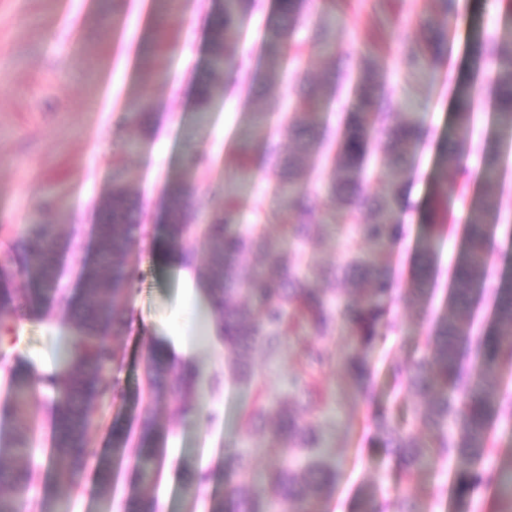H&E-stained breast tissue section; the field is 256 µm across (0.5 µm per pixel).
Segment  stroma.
Listing matches in <instances>:
<instances>
[{"instance_id":"stroma-1","label":"stroma","mask_w":512,"mask_h":512,"mask_svg":"<svg viewBox=\"0 0 512 512\" xmlns=\"http://www.w3.org/2000/svg\"><path fill=\"white\" fill-rule=\"evenodd\" d=\"M370 2L350 0L337 14L336 40L370 62H386L398 95L425 128L406 177L401 237L383 253L366 242L357 244L361 253L386 259L402 289L411 276L421 226L429 218L436 161L452 128L456 92L471 71L469 40L475 32L494 34L511 22L512 0H460L457 16L447 24L421 10L422 0H388L376 10ZM222 5L223 0H0V253L20 247L27 228L53 220L63 279L76 288L95 251L96 206L111 190L113 178L123 175L131 193L143 201V236L130 256L135 277L128 303L130 327L111 340L123 357L113 373L118 394L97 404L98 424L90 442L109 447L116 423L126 435H136L144 410L131 407L120 394L147 388V339L182 327L202 370L195 391L211 418L203 422L173 412L164 402L151 405L149 410L166 429L158 479L147 489L158 512H210L229 488L222 466L228 451L252 453L248 491L266 499L270 489L263 476L286 455L271 444L252 415L274 395L293 403L301 400L293 386L301 379L311 381L323 399L304 419L318 427L323 459L338 471L335 484L319 501L320 512H357L360 493L370 485L390 504L412 495L427 500L431 512H452L449 468L399 470L375 441L373 416L386 408L411 423L425 410L421 397L401 390L389 362H406L424 352L431 316L442 311L448 295L450 262L462 246L461 226H453L438 244L439 288L429 316H419L403 302L393 306L399 329L369 354L375 392L368 401L353 397L341 373L339 361L352 346L343 328L322 341L333 354L330 365L310 371L302 353L304 337L288 336L278 355L254 353L251 381L234 380L223 341L205 333L209 313L184 302L176 274L157 250L164 236L161 201L172 182L185 179L195 186L203 223L223 209L228 189L245 202L237 217L242 224L254 223L257 213L278 205L268 188V170L256 161L249 170H239L238 153L254 145L259 113L293 111L294 79L276 74L251 93L227 85L203 113L192 96L196 82L212 75L209 23ZM276 17L277 0H255L239 21L237 49L260 72L266 69L265 41ZM429 24L449 29L446 60L434 74L406 81L399 65L401 51ZM143 99L154 113L146 133L127 123L131 106ZM195 152L206 153L210 166L187 169V158ZM45 199L52 201V212L41 208ZM66 319L51 301L41 313L17 318L9 338L0 341V394L9 390L15 355L55 358L60 340L54 327ZM31 417L37 471L22 512H39L43 488L52 478L47 457L53 412L45 391L36 392ZM189 472L206 474L205 484H188ZM133 487L131 457L117 466L106 492L96 484L94 466H87L76 482L70 512H123Z\"/></svg>"}]
</instances>
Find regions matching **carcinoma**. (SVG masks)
Wrapping results in <instances>:
<instances>
[{
    "instance_id": "carcinoma-1",
    "label": "carcinoma",
    "mask_w": 512,
    "mask_h": 512,
    "mask_svg": "<svg viewBox=\"0 0 512 512\" xmlns=\"http://www.w3.org/2000/svg\"><path fill=\"white\" fill-rule=\"evenodd\" d=\"M430 8L446 20L458 13V0H428ZM305 0H280L278 19L266 41L269 70L286 71L292 63L287 45L305 23ZM253 7V0H224V10L213 20L211 67L213 73L242 80L252 88L258 73L236 47L238 21ZM307 40L330 51L332 66L322 77L310 81L297 77L304 111L289 119L262 114L263 121L278 122L294 150L284 154L279 144L265 137L259 141L261 157L270 170L274 194L281 211L262 217L246 228L236 226L243 203L227 199L224 211L215 213L201 230L206 254L205 272L210 297L224 338V347L234 356L229 363L233 377L248 382L253 376L250 353L261 347L273 354L285 336H308L303 345L308 364L323 367L329 353L315 341L330 336L338 325L352 338V350L343 357V371L352 393L372 397L373 364L367 358L383 336L396 330L391 305L396 300L395 282L389 264L361 255L345 245L342 258L322 265L314 257L321 220L315 199H322L324 212H334L344 224L353 225L354 235L378 249L396 237L398 208L403 201V179L422 143L421 124L404 111L403 102L390 87L388 68L370 66L364 58L355 61L357 79L343 67L352 54L336 48L329 23L308 27ZM477 57L468 86L455 103L454 123L458 134L448 139L438 167L457 178L456 199L468 208L464 246L456 257L446 308L433 317L425 353L408 365L392 364V371L408 391L428 400L415 431L388 410L378 411L373 426L389 449L396 465L405 472L435 469L446 463L454 477L456 512H469L476 487L492 486L507 498L499 512H512V456L494 468L484 464L498 453L495 427L512 423V393L504 389L502 369L512 368V277H493L487 266L494 227L509 225L495 194V186L512 142V31L503 35H477ZM448 49V27L429 31L408 47L400 62L412 75L441 66ZM489 90L493 129L481 147L483 192L468 196L471 176L468 161L473 152L470 132L476 119L472 90ZM217 90L211 81H201L195 91L196 106L204 111ZM357 101L343 112L339 137L316 117L321 95L341 97L344 92ZM321 156L325 164L306 169L303 161ZM382 182L383 192L371 195L370 180ZM432 195L436 206L417 250L411 280L404 290L407 300L421 315L427 314L428 296L436 287L437 255L433 242L445 231L448 184L435 180ZM199 201L187 182L169 185L165 191V224L168 240L181 247L190 262L195 249L190 238L196 233L194 220ZM142 203L132 196L125 182L116 178L112 191L98 208L95 261L84 267L80 287L68 292L59 280V253L54 226L42 224L24 237V254L7 253L0 258V329L16 319L11 282L20 275L31 285L29 305L58 296L79 333L70 343L63 371L44 379L52 391L56 418L49 468L58 482L45 488L41 512H69L75 478L90 460L96 461L102 487L112 481L120 458L92 447L89 435L95 421V404L114 391L112 370L119 361L110 336L129 328L127 306L134 284L129 256L141 236ZM267 224H282L289 244L271 239ZM492 298L494 326L490 334L472 339L466 324L478 300ZM148 393L152 400L168 399L175 410L192 399L188 380L175 388L171 377L175 365L165 356V343L152 340L145 346ZM11 432L0 435V460L29 455L28 406L37 379L23 371L11 372ZM257 416L270 425L279 447L298 458L291 465L275 467L268 475L273 500L282 512H317L316 504L333 485L337 472L320 455L323 442L312 425L302 421L300 410L288 400L270 397ZM164 432L149 413L141 417L139 436L132 456L141 484L149 482L159 463ZM237 478L226 497L219 498L212 512H268L252 498L246 484L250 458L237 453L232 459ZM31 474L28 467L7 468L0 464V512H21ZM153 502L134 491L127 512H153ZM359 512H384L376 492L368 488Z\"/></svg>"
}]
</instances>
